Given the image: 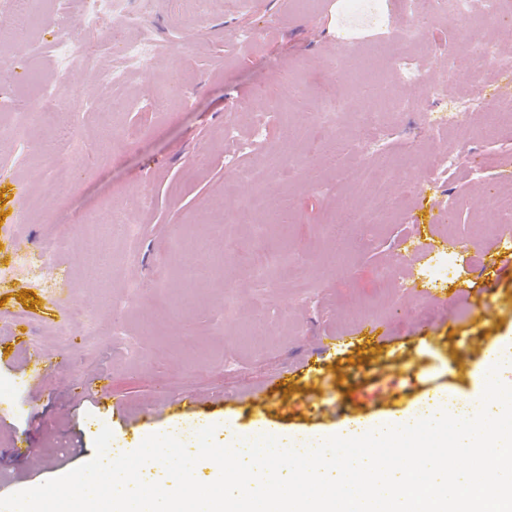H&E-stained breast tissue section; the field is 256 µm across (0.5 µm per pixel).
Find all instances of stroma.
Segmentation results:
<instances>
[{"label":"stroma","instance_id":"obj_1","mask_svg":"<svg viewBox=\"0 0 512 512\" xmlns=\"http://www.w3.org/2000/svg\"><path fill=\"white\" fill-rule=\"evenodd\" d=\"M127 9L166 49L130 72L124 91L141 105L126 112L86 109L87 101L114 91L82 66L58 71L49 51L58 19L42 2L31 36L46 52L0 41V90L16 89L34 106L35 81L53 80L78 100L65 160L43 154L53 134L48 123H31L24 151L0 134V223L15 228L0 236V268L46 234L70 240L59 263L45 270L43 287L20 278L0 282V496L71 470L74 444L93 452L103 427H111L118 454L182 423L188 410L170 401L182 392L195 396L189 411L202 423L232 425L238 439L264 428L283 439L298 432L333 436L355 419L415 413L434 394L442 407L450 391L464 402L481 395L486 374L477 337L512 349V281L485 287L497 276L490 261L502 253L490 231L498 218L479 206L486 189L512 180V152L482 133L484 106L497 94H512V79L491 64L474 77L459 61L456 34L469 28L512 54V23L464 26L437 17L426 25L418 61L429 77L447 72V100L413 86L405 91L413 109L379 117L386 149L418 143L416 153L393 157L388 182L392 191L409 192V202L400 217L352 225L342 238L330 221L369 189L337 188L340 171L376 161L362 142L363 105L350 97L340 118L350 150L332 163L307 144L311 136L330 137L331 129L315 123L306 103L290 100L279 74L290 71L299 82L310 73L326 75L340 54L357 55L370 72L385 66L395 46L368 19L347 15L342 0H250L235 9L227 0H206L200 8L190 0H129ZM260 83L270 100H254L252 113L242 112L240 102ZM458 96L476 101L470 120L433 133L431 113L447 111L448 99ZM159 97L167 103L158 111L150 102ZM274 101L285 108L260 151L282 152L294 167L290 180L267 188L273 203L291 211L289 224L244 212L252 188L239 171L249 161L225 164V123L249 134L253 114ZM450 149L464 152L465 161L438 191L429 184V160ZM53 169L58 179L49 198L45 181ZM412 176L413 188L406 184ZM144 186L152 191L147 208L139 199ZM216 198L238 227L230 246L207 210ZM452 199L458 219L429 228L431 207ZM113 208L137 224L136 245L107 231L104 255L89 253L80 241L83 219ZM367 237L374 244L364 251L357 243ZM427 246L456 268L451 282L434 283L429 299L380 288L381 271L425 270L429 262L418 251ZM262 249L280 252L283 268L256 270L252 258ZM188 264L211 273L188 283L182 276ZM462 284L480 289V297L458 294ZM116 297L127 302L118 315L110 307ZM484 302L491 310L482 321ZM76 311L93 317L99 336L74 321ZM366 323L380 324L388 341L371 346L358 337ZM327 336L337 343L324 351ZM35 349L45 361L37 375L29 362ZM308 388L314 397L305 396ZM116 402L126 415L118 425Z\"/></svg>","mask_w":512,"mask_h":512}]
</instances>
